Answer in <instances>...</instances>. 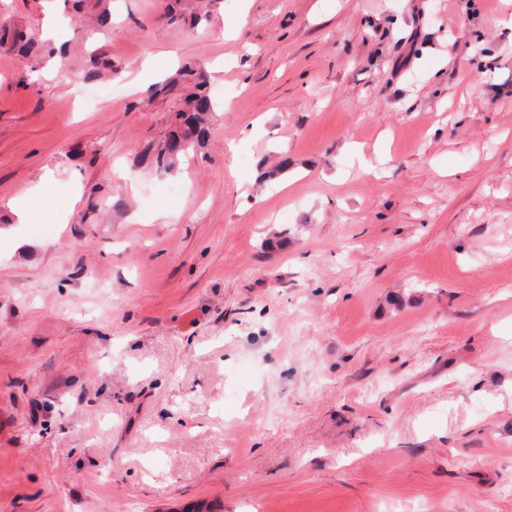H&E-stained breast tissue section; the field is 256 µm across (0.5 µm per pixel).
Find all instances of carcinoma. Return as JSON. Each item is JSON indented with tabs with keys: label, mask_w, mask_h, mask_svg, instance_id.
<instances>
[{
	"label": "carcinoma",
	"mask_w": 512,
	"mask_h": 512,
	"mask_svg": "<svg viewBox=\"0 0 512 512\" xmlns=\"http://www.w3.org/2000/svg\"><path fill=\"white\" fill-rule=\"evenodd\" d=\"M0 46H7L24 58L43 50L26 33L8 25L0 26ZM118 73L119 68L112 63L111 57L94 50L87 56L78 78L89 84ZM177 92L181 103L176 114L178 128L165 137L150 158L153 168L160 173L172 171L183 158L202 146L209 134V121L216 106L207 89V71L200 63L183 66L174 77L157 85L154 94L168 96Z\"/></svg>",
	"instance_id": "cac0c4a2"
}]
</instances>
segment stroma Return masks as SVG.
<instances>
[{
  "mask_svg": "<svg viewBox=\"0 0 512 512\" xmlns=\"http://www.w3.org/2000/svg\"><path fill=\"white\" fill-rule=\"evenodd\" d=\"M170 2L0 0V512H512V0ZM0 46H8L24 58L43 50V46H39L33 39L28 38L26 33L8 25L0 26ZM119 68L112 63V58L105 52L94 50L87 56L85 65L81 69L78 78L83 83H96L106 75H116ZM207 71L200 63L183 66L172 78L156 86L155 95L168 96L179 91L182 108L176 114L177 130L169 133L153 152L150 162L156 172L168 173L206 140L209 121L216 103L207 89Z\"/></svg>",
  "mask_w": 512,
  "mask_h": 512,
  "instance_id": "stroma-1",
  "label": "stroma"
}]
</instances>
